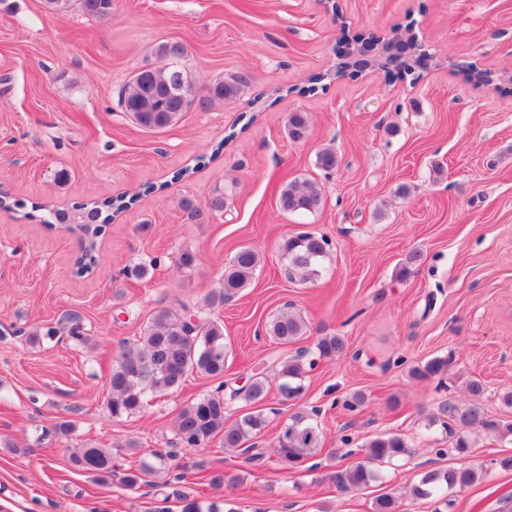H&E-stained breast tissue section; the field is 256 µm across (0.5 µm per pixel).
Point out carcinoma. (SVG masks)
Segmentation results:
<instances>
[{"instance_id":"cac0c4a2","label":"carcinoma","mask_w":512,"mask_h":512,"mask_svg":"<svg viewBox=\"0 0 512 512\" xmlns=\"http://www.w3.org/2000/svg\"><path fill=\"white\" fill-rule=\"evenodd\" d=\"M50 11L76 9L99 21L112 18L115 0H44ZM156 54L165 60L161 66L149 65L137 71L121 92L119 103L138 125L145 129H163L177 123L183 115L194 109H204L215 101L231 102L249 86L253 76L246 71L229 74L199 89L182 60L187 48L179 41L159 45ZM309 116L305 112H290L286 120L288 138L301 142L308 137ZM339 164L336 153L330 149L319 152L315 165L323 171H332ZM139 195L106 196L99 200L82 202L70 209L55 205L44 206L46 225L74 224L79 227L80 253L76 259L77 272L90 274L99 265L100 237L114 217L135 204ZM323 203L318 182L311 179L288 182L277 197L278 208L285 213H313ZM329 241L322 235L301 233L283 239L278 246L285 260L288 275L307 279L318 274ZM259 263V255L250 246L241 247L231 263L224 268L221 287L211 293L207 305L213 307L232 301L250 283ZM63 331L79 342L86 341L78 314H64L58 327L47 330L54 336ZM271 336L281 344L297 342L306 333L304 320L283 312L268 327ZM316 349L318 358L333 359L344 350V342L337 336L321 338ZM224 325L200 312H178L169 307L158 309L133 343L123 346L112 359L108 388V409L112 416L136 414L143 411L152 397L180 389L189 373L221 378L226 361ZM453 363L452 357L435 358L413 370L418 378L443 375ZM317 362H303L300 357L280 363L277 371V390L280 397L294 406L293 412L282 423L274 439L272 454L282 470L303 466L310 452L322 445V435L312 422V413L300 404L303 392L301 379L306 369ZM224 384L216 391L187 403L178 413L175 423V444L182 448H202L217 440L227 450L247 455V460L264 463V453L252 444L268 426L263 410L249 411L229 421V407L242 400L247 404L262 402L270 391V383L258 372L251 382L230 391L224 398ZM438 419L452 431L457 427H482L502 437L512 436V421H494L485 416L482 407L472 402L459 406L446 402L438 407ZM453 448L463 462L446 470H429L420 482L409 489L415 498L446 497L448 491L463 490L485 476L482 467L464 462L469 440L456 434ZM361 451L365 461L337 468L328 473L329 480L341 492L362 490L378 481L372 464L388 463L411 454L406 441L397 434H380L369 440ZM71 464L78 470L104 478L117 468L112 452L106 448L86 446L72 455ZM373 512H401L400 498L391 493L378 495Z\"/></svg>"}]
</instances>
